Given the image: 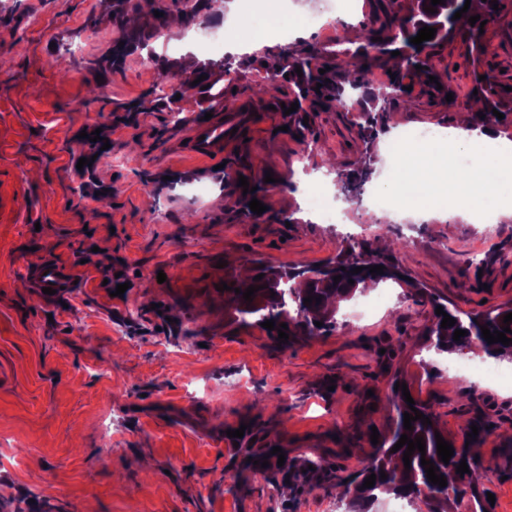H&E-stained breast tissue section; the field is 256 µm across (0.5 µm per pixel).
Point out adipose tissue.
<instances>
[{"mask_svg":"<svg viewBox=\"0 0 512 512\" xmlns=\"http://www.w3.org/2000/svg\"><path fill=\"white\" fill-rule=\"evenodd\" d=\"M205 13L232 32L224 40L225 55L251 56L264 48L239 0H207ZM383 149L396 175L380 186L394 195L398 212L446 219L481 215L494 223L512 217V140L501 137L496 124L465 119L423 142L406 141L395 128Z\"/></svg>","mask_w":512,"mask_h":512,"instance_id":"1","label":"adipose tissue"}]
</instances>
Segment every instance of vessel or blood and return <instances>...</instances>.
Segmentation results:
<instances>
[{
    "label": "vessel or blood",
    "mask_w": 512,
    "mask_h": 512,
    "mask_svg": "<svg viewBox=\"0 0 512 512\" xmlns=\"http://www.w3.org/2000/svg\"><path fill=\"white\" fill-rule=\"evenodd\" d=\"M255 105L242 100L240 106L228 109L223 103H216L209 114H196L186 136L189 153L197 158H223L227 145L235 141V129L245 128L252 119ZM29 284L34 290L72 288L74 276L71 269L53 258L45 259L28 272Z\"/></svg>",
    "instance_id": "b4317fda"
}]
</instances>
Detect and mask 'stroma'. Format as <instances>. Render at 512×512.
<instances>
[{
    "label": "stroma",
    "mask_w": 512,
    "mask_h": 512,
    "mask_svg": "<svg viewBox=\"0 0 512 512\" xmlns=\"http://www.w3.org/2000/svg\"><path fill=\"white\" fill-rule=\"evenodd\" d=\"M374 3L354 0L292 49L331 58L358 49ZM111 14L110 0H0V512H345L338 490L369 462L371 433L389 430L394 380L458 441L476 414L512 419V388L448 370L511 359L438 353L426 336L434 301L471 314L512 304V266L494 261L512 257V219L488 243L466 215L384 225L357 200L339 224L310 214L299 174L332 160L337 172L356 170L366 154L359 117L312 112L294 138L299 114L269 108L292 84L257 93L277 65L271 56L235 63L224 91L259 107L232 145L233 168L189 155L183 141L201 98L175 101L177 127L147 95L160 62L136 51L121 71L100 66L120 35ZM483 43L479 56L458 34L437 44L435 67L410 77L385 128H448L489 101L512 139V9L497 10ZM85 130L110 147L82 167L98 148ZM269 171L274 217L256 220L236 204L238 180ZM382 238L402 240L404 257L385 258L402 261L408 282L384 283L387 303L361 320L341 302L326 335L279 345L241 323L220 290L248 282L257 260L317 265L348 241L373 252ZM473 247L491 259L483 269L467 263ZM49 257L78 280L61 300H42L26 277ZM238 428L244 436L228 443ZM276 446L284 464L252 468ZM477 448L483 478L464 483L455 512L490 495L487 512H512V439L496 431Z\"/></svg>",
    "instance_id": "obj_1"
}]
</instances>
